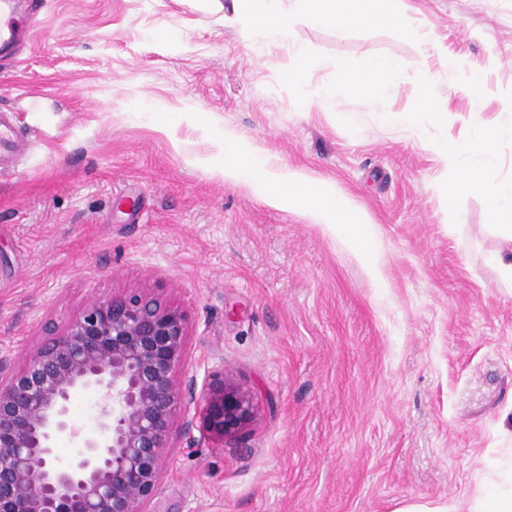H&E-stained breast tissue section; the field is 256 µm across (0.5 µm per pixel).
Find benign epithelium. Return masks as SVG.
Wrapping results in <instances>:
<instances>
[{"instance_id":"7a95c632","label":"benign epithelium","mask_w":512,"mask_h":512,"mask_svg":"<svg viewBox=\"0 0 512 512\" xmlns=\"http://www.w3.org/2000/svg\"><path fill=\"white\" fill-rule=\"evenodd\" d=\"M187 318L147 290L90 301L16 368L0 358V512H148L175 433L196 419L222 443L246 429L252 389L224 369L183 373ZM97 393L102 436L81 439L68 416L79 390ZM82 450L56 465V438Z\"/></svg>"}]
</instances>
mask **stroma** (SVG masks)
I'll return each mask as SVG.
<instances>
[{
	"mask_svg": "<svg viewBox=\"0 0 512 512\" xmlns=\"http://www.w3.org/2000/svg\"><path fill=\"white\" fill-rule=\"evenodd\" d=\"M43 2L0 59V109L30 140L0 174V357L128 289L185 313V372L225 368L257 415L220 448L172 438L151 512H475L512 493V291L484 261L512 244L480 194L447 205L431 148L480 121L512 177V0H394L401 27L345 32L299 13L286 42L200 0ZM386 56L410 66L381 106L317 104ZM428 84L447 122L418 110ZM228 133L343 194L377 274L308 209L225 177Z\"/></svg>",
	"mask_w": 512,
	"mask_h": 512,
	"instance_id": "stroma-1",
	"label": "stroma"
}]
</instances>
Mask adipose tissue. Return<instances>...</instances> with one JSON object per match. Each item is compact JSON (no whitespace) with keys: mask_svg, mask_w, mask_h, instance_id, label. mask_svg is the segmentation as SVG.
Masks as SVG:
<instances>
[{"mask_svg":"<svg viewBox=\"0 0 512 512\" xmlns=\"http://www.w3.org/2000/svg\"><path fill=\"white\" fill-rule=\"evenodd\" d=\"M306 2L312 24L339 31L369 22L389 27L400 26L403 22L402 14L391 7L390 0ZM233 11L251 38L284 40L288 37L291 14L284 8L283 0H234ZM408 66V61L402 58H379L369 61L364 68L342 71L335 85L322 89L319 100L334 103L340 95L359 94L368 101H377L397 85ZM432 148L456 174L450 198H457L460 192L467 190L480 192L495 231L512 242V178L496 180L491 176L500 155L496 132L474 122L467 140H443L433 143ZM224 171L235 180L249 183L271 202L288 200L306 205L365 263H372L376 236L370 222L351 223L346 197L330 183L311 180L274 164L268 157L254 152L247 142L230 135L224 138Z\"/></svg>","mask_w":512,"mask_h":512,"instance_id":"obj_1","label":"adipose tissue"}]
</instances>
